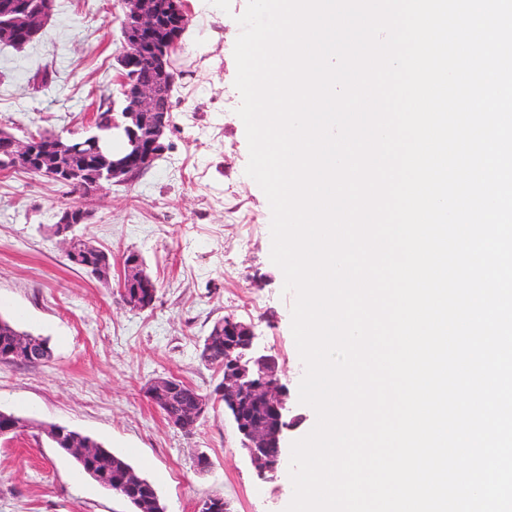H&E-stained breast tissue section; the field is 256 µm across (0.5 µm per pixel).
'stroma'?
I'll use <instances>...</instances> for the list:
<instances>
[{"instance_id":"1","label":"stroma","mask_w":512,"mask_h":512,"mask_svg":"<svg viewBox=\"0 0 512 512\" xmlns=\"http://www.w3.org/2000/svg\"><path fill=\"white\" fill-rule=\"evenodd\" d=\"M189 0V28L174 66L168 148L131 184L108 185L90 198L86 242L112 253L102 281L73 266L50 225L73 202L65 187L23 172H0V317L45 339L47 363L0 364V410L29 420L24 433L0 439V512H129L112 492L81 473L42 431L60 424L124 457L156 487L166 512H195L207 497L229 512H284L293 486L284 475L258 477L223 404L211 405L189 432L168 424L145 388L172 377L201 394L222 378L199 348L215 321L251 323L271 355L299 420L283 449L307 435L315 411L298 400L304 373L291 331L294 294L272 263L271 211L245 173L249 152L236 110V15ZM118 0H56L43 36L24 49L0 45V124L17 136L69 134L118 92L112 67L121 49ZM51 79L33 88L38 67ZM139 253L158 282L153 308L126 307L117 290L128 252ZM207 454L208 471L195 466Z\"/></svg>"}]
</instances>
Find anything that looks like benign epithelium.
<instances>
[{
  "mask_svg": "<svg viewBox=\"0 0 512 512\" xmlns=\"http://www.w3.org/2000/svg\"><path fill=\"white\" fill-rule=\"evenodd\" d=\"M123 9L121 24L122 50L117 55L118 70L128 85L119 105V118L112 119L111 130L125 139L124 148L114 152L104 144L105 137L88 129L79 134L57 135L51 143L37 147L40 139L23 138L0 127V169L39 175L81 189L79 201L60 208L56 213L53 235L61 238L72 251L77 241L74 229L89 220L84 199L97 193L105 184L128 183L151 168L164 150V136L169 128L164 115L171 111L168 101L175 82L171 72V54L179 38L168 42L147 43L160 19V0H119ZM54 0H13L0 9V44L23 48L19 38L25 32L35 39L48 25ZM148 47L154 78L149 83L138 80L132 72L139 50ZM87 147L91 166L78 164L81 147ZM118 288L125 305L135 311L151 308L156 300L155 285L143 272L141 260L133 255L124 263ZM224 329V377L217 387L227 413L241 437L242 449L262 478L275 476L282 467L281 442L294 427L288 418L286 388L275 379L274 359L260 352L253 326L234 316L224 317L218 325ZM182 385L172 379H159L147 388L150 400L165 405ZM190 410L195 419L204 415L209 398L197 390L189 393ZM258 406L263 415L244 418L245 407Z\"/></svg>",
  "mask_w": 512,
  "mask_h": 512,
  "instance_id": "obj_1",
  "label": "benign epithelium"
}]
</instances>
